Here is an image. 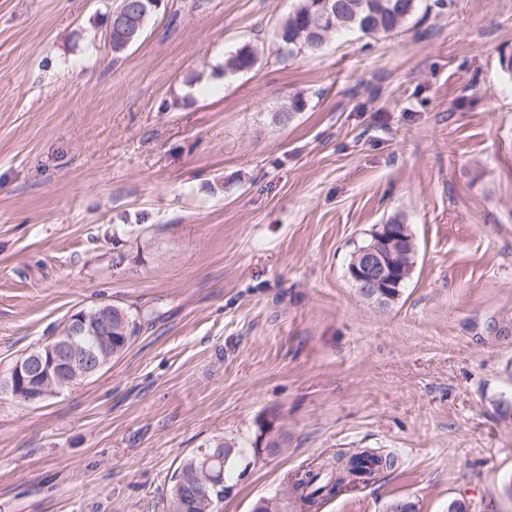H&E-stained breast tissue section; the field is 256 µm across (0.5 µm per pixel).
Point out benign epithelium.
I'll return each instance as SVG.
<instances>
[{
	"label": "benign epithelium",
	"instance_id": "benign-epithelium-1",
	"mask_svg": "<svg viewBox=\"0 0 512 512\" xmlns=\"http://www.w3.org/2000/svg\"><path fill=\"white\" fill-rule=\"evenodd\" d=\"M159 5V0H128L127 10L116 21V27L131 43L138 38L147 16ZM376 236L371 245L354 256V265L348 275L356 287L363 288L376 296L380 288H397L405 279V264L402 259L416 258V249L407 245L410 238L390 224L375 227ZM88 329V319L81 315L69 321L68 335L43 348L33 358L17 359L8 371L6 379L0 378V390L15 399L30 405L40 403L60 391L54 387L70 386L78 379L84 380L97 374L102 368L100 358L106 356L107 342L97 348H86L78 337Z\"/></svg>",
	"mask_w": 512,
	"mask_h": 512
}]
</instances>
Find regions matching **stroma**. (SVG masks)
<instances>
[{"label": "stroma", "mask_w": 512, "mask_h": 512, "mask_svg": "<svg viewBox=\"0 0 512 512\" xmlns=\"http://www.w3.org/2000/svg\"><path fill=\"white\" fill-rule=\"evenodd\" d=\"M117 3L0 0V375L75 309L156 314L40 405L0 391V512H168L262 420L219 512L360 448L396 463L318 512H512V0L298 55L293 0H161L119 55ZM394 218L416 265L380 309L346 267ZM257 62L253 48L242 47L224 59V75H234L250 70ZM211 446L207 449L208 452L217 451L219 459L222 461L219 465V479L216 480L217 487H211L209 489V495L212 501L204 498V501L214 505L224 500V498L231 492L233 484L230 483L233 475L238 471V475L246 471L250 465V461L246 462L247 456L244 448H241L235 439H218L210 444ZM206 448L200 449V452L205 456L206 462L203 463L202 474L198 476V484L202 487V493L197 496L196 506L200 499L204 497L203 492L207 485L214 483V475L210 471L208 464L211 461L208 455L205 454ZM197 449L189 457H187L178 471L176 472L175 478L178 473L183 475L184 482L179 484L178 481L174 480V484L171 490V498L169 502V512H213V507L210 511H204L199 508L195 510L193 503L188 501L186 492L188 491L187 485L192 483L194 473L202 466V456ZM222 474V476H221Z\"/></svg>", "instance_id": "obj_1"}]
</instances>
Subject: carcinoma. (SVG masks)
Returning a JSON list of instances; mask_svg holds the SVG:
<instances>
[{
	"mask_svg": "<svg viewBox=\"0 0 512 512\" xmlns=\"http://www.w3.org/2000/svg\"><path fill=\"white\" fill-rule=\"evenodd\" d=\"M416 8V0H295L288 16L281 22L277 37L288 53L316 52L327 40L340 32L359 31L365 35L391 33L397 30ZM257 62L253 48L242 47L224 58V75L250 70ZM145 315L132 314L112 306V359L123 356L139 336ZM216 451L221 463L217 487L209 489L213 502L218 503L231 492V480L237 470L248 469L245 449L234 439H218L208 451ZM359 453L338 452L331 461L316 471L297 473L289 480V494L300 512H313L321 500L333 496L347 482L357 481L356 459ZM202 466L198 451L187 457L178 469L184 482H174L169 512H203L188 501L187 485Z\"/></svg>",
	"mask_w": 512,
	"mask_h": 512,
	"instance_id": "cac0c4a2",
	"label": "carcinoma"
}]
</instances>
